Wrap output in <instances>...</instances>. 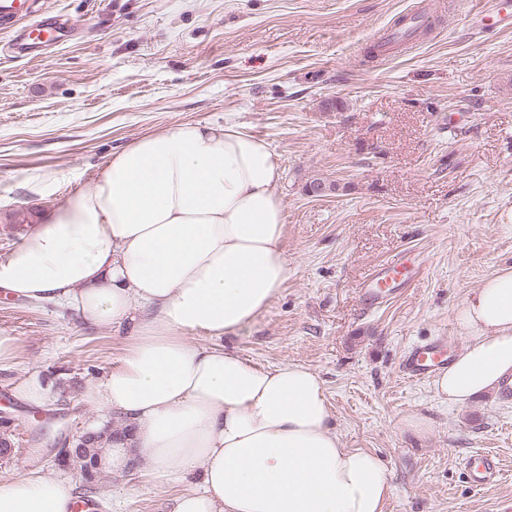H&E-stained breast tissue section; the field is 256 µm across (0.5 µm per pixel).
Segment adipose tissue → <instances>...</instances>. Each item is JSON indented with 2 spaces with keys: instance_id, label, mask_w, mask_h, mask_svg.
I'll list each match as a JSON object with an SVG mask.
<instances>
[{
  "instance_id": "adipose-tissue-1",
  "label": "adipose tissue",
  "mask_w": 512,
  "mask_h": 512,
  "mask_svg": "<svg viewBox=\"0 0 512 512\" xmlns=\"http://www.w3.org/2000/svg\"><path fill=\"white\" fill-rule=\"evenodd\" d=\"M280 181L269 142L178 123L114 152L0 262V289L128 330L80 400L131 430L99 440L102 470L137 460L145 480L180 484L172 512H383L393 493L378 456L344 447L318 373L221 343L288 281ZM456 325L462 349L434 388L461 406L512 379V265L471 292ZM76 497L39 469L0 477V512H72Z\"/></svg>"
}]
</instances>
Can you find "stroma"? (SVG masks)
Returning <instances> with one entry per match:
<instances>
[{
    "label": "stroma",
    "instance_id": "obj_1",
    "mask_svg": "<svg viewBox=\"0 0 512 512\" xmlns=\"http://www.w3.org/2000/svg\"><path fill=\"white\" fill-rule=\"evenodd\" d=\"M37 2L72 28L36 58L14 53L17 30H0V261L133 139L178 122L238 125L281 167L289 278L224 345L320 375L344 445L388 469L384 512H512V401L492 391L451 406L432 380L398 371L412 344L460 350L457 308L512 264V32L471 34L475 0ZM414 11L429 26L374 55L379 32ZM30 171L51 189L33 193ZM317 178L340 192L310 195ZM400 254L418 272L370 309L366 277ZM0 337L18 344L0 360V437L14 448L0 474L39 467L101 512H169L176 487L144 481L139 466L92 489L56 461L102 421L77 392L118 362L123 332L0 293ZM36 373L59 390L40 410L18 397ZM412 415L431 420L429 434L405 428ZM479 449L509 471L483 490L465 470Z\"/></svg>",
    "mask_w": 512,
    "mask_h": 512
}]
</instances>
